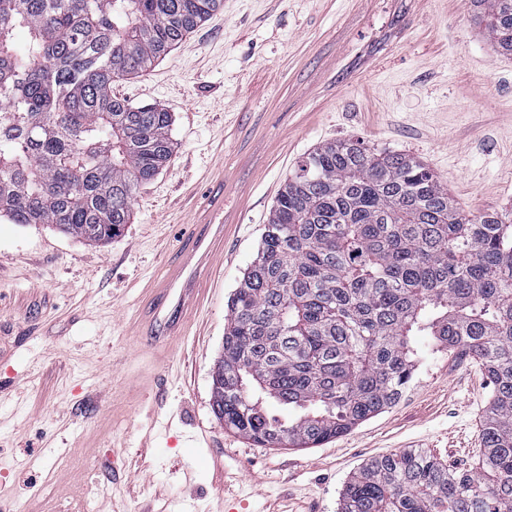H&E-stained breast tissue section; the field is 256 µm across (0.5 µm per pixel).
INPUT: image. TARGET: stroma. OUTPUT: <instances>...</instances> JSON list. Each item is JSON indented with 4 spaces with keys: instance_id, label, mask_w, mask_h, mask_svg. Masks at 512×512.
I'll return each instance as SVG.
<instances>
[{
    "instance_id": "1",
    "label": "stroma",
    "mask_w": 512,
    "mask_h": 512,
    "mask_svg": "<svg viewBox=\"0 0 512 512\" xmlns=\"http://www.w3.org/2000/svg\"><path fill=\"white\" fill-rule=\"evenodd\" d=\"M128 102L173 118L166 169L97 246L0 220V512H337L372 457L429 450L475 466L492 385L427 350L393 408L315 448H261L211 406L228 301L271 208L319 144L420 159L471 217L512 214V56L469 0H224ZM224 259L184 332L148 330L155 287L193 225Z\"/></svg>"
}]
</instances>
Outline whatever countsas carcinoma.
<instances>
[{
    "mask_svg": "<svg viewBox=\"0 0 512 512\" xmlns=\"http://www.w3.org/2000/svg\"><path fill=\"white\" fill-rule=\"evenodd\" d=\"M512 55V0H469ZM223 0H0V218L105 245L172 156L171 115L112 95ZM212 410L264 448H309L396 405L424 342L492 384L479 467L372 459L340 512H512V219L464 214L406 154L345 139L288 176L229 301ZM274 402L288 417L272 416Z\"/></svg>",
    "mask_w": 512,
    "mask_h": 512,
    "instance_id": "carcinoma-1",
    "label": "carcinoma"
}]
</instances>
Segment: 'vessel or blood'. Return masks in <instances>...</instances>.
<instances>
[{"label": "vessel or blood", "instance_id": "vessel-or-blood-1", "mask_svg": "<svg viewBox=\"0 0 512 512\" xmlns=\"http://www.w3.org/2000/svg\"><path fill=\"white\" fill-rule=\"evenodd\" d=\"M223 243V225L199 224L177 249L173 272L161 283L158 298L166 300L171 290H178L181 313L177 322L165 325L164 334L180 333L183 322L188 319V309L197 301L204 271L224 257L221 250Z\"/></svg>", "mask_w": 512, "mask_h": 512}]
</instances>
